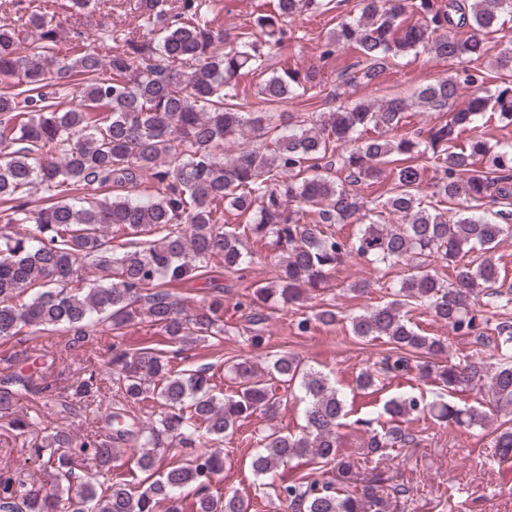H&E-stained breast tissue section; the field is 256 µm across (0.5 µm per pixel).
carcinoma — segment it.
<instances>
[{"mask_svg":"<svg viewBox=\"0 0 512 512\" xmlns=\"http://www.w3.org/2000/svg\"><path fill=\"white\" fill-rule=\"evenodd\" d=\"M158 27L155 42L128 37L105 59L88 44L68 61L52 52L58 24L32 10L14 24L0 25V75L14 81L0 90V338L23 329L52 332L68 327L77 336L106 324L112 344V385L127 406L147 398L162 407L149 430L120 411H108L112 438L86 434L77 439L53 433L45 465L56 486L76 479L77 461L91 456L107 481L105 496L86 486L75 497L41 493L0 480V512H185L183 492L192 488V512H249L246 500L213 494L214 477L224 468L223 452L211 444L235 435L256 413L273 417L287 393L296 389L306 403L302 433L273 430L259 441L250 467L256 478L275 487L290 512H386L380 479L359 477L358 465L337 454V428L350 413L343 393L327 375L295 355L280 352L266 366L251 348L264 341L269 301L298 303L309 289L328 287L330 274L350 257L381 271L402 268L392 299L351 317L354 336L384 338L387 352L361 371L357 387L366 395L382 390L387 377L408 378L413 370L434 377L450 393L487 388L494 411L512 413V284L493 256L512 226L492 217L456 213L448 221L443 203L490 200L512 205V143L491 146L481 135L460 141L492 116L512 123V84L475 94L453 108L459 83L450 76L420 87L414 98L391 97L339 106L319 117L299 115L287 123L274 106L319 87L316 75L287 68L272 71L253 99L243 105L240 79L267 70V49L282 44L288 19L296 13L327 10V0H272L258 14L259 36L242 32L224 46L196 0H180L173 14L161 0H142ZM512 21V0H358L323 38V54L353 45L359 53L352 82L378 87L396 57L428 50L450 61L471 63L487 52L485 36ZM467 26L460 41L448 28ZM38 39L30 54H18L22 32ZM71 82L79 102L68 109L49 102L46 89ZM417 106L446 112L424 139L393 136L405 113ZM248 139L237 154L224 152L230 137ZM424 158L436 174L431 191L423 186ZM149 171L155 193H137L136 172ZM391 178L386 196L370 202L352 185L383 173ZM119 188L112 197L97 192ZM42 193L43 204L26 198ZM248 216L244 224L224 223V210ZM14 224L30 225L16 237ZM333 224H355L350 236ZM117 227L128 249L112 245ZM252 238L269 240L272 252L250 250ZM479 253L463 262L468 253ZM434 257L452 268V280L418 258ZM246 278L254 266H269L270 278L250 284L238 307L247 312L248 349L230 367L237 388L218 394L209 368L173 370L171 356L157 347H123V330L147 322L183 351L199 341L224 335V307L215 297L187 311L169 287L188 280L212 287L208 264ZM92 267L91 283L78 270ZM27 300H21L24 293ZM487 298L482 303L480 298ZM419 306L458 336H473L480 348L446 364L431 358L447 354V340L425 336L407 320ZM341 315L330 305L295 320L298 334L312 324L334 325ZM0 391L8 405L28 392L31 377L14 374ZM90 370L72 386L74 394L97 392ZM429 414L460 427L483 426L489 414L461 409L443 398L429 402L415 390L386 400L376 416L360 417L367 455L379 460L412 442L404 423ZM139 448L138 467L147 481L138 486L112 481V444ZM192 448L184 462L157 466L161 452ZM495 454L512 458V428L498 429ZM310 463L332 466L336 479L289 476L283 468Z\"/></svg>","mask_w":512,"mask_h":512,"instance_id":"obj_1","label":"carcinoma"}]
</instances>
